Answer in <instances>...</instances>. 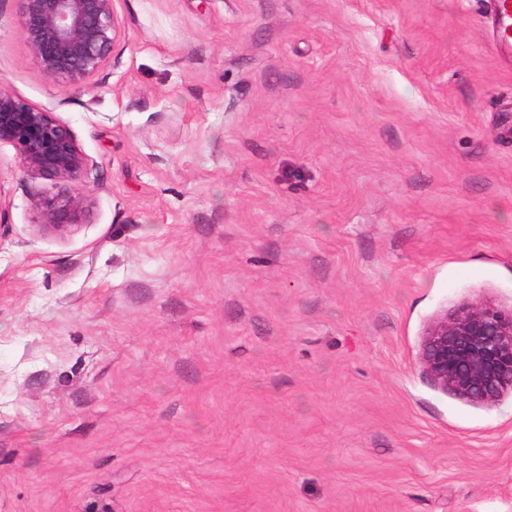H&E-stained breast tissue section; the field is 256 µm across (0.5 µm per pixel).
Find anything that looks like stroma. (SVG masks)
Listing matches in <instances>:
<instances>
[{
    "label": "stroma",
    "mask_w": 512,
    "mask_h": 512,
    "mask_svg": "<svg viewBox=\"0 0 512 512\" xmlns=\"http://www.w3.org/2000/svg\"><path fill=\"white\" fill-rule=\"evenodd\" d=\"M87 84L31 63L95 205L42 233L0 146V512H512V396L428 324L512 309V59L489 0H116ZM419 360L442 392L477 406L498 404L512 394V309L461 303L429 324Z\"/></svg>",
    "instance_id": "stroma-1"
}]
</instances>
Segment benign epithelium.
<instances>
[{
	"label": "benign epithelium",
	"mask_w": 512,
	"mask_h": 512,
	"mask_svg": "<svg viewBox=\"0 0 512 512\" xmlns=\"http://www.w3.org/2000/svg\"><path fill=\"white\" fill-rule=\"evenodd\" d=\"M19 26L33 65L58 84L81 85L119 62L122 30L114 0H18ZM0 144L17 152L24 172L52 182L35 192L38 226L64 236L89 213L81 184L90 159L54 110L0 88ZM420 363L433 384L470 404L492 407L512 394V310L464 302L427 327Z\"/></svg>",
	"instance_id": "benign-epithelium-1"
}]
</instances>
